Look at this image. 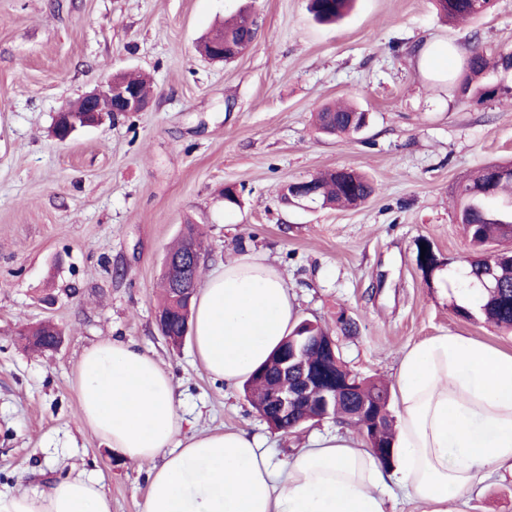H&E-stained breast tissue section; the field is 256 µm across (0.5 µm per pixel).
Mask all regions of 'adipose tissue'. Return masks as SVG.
I'll return each mask as SVG.
<instances>
[{"label": "adipose tissue", "mask_w": 512, "mask_h": 512, "mask_svg": "<svg viewBox=\"0 0 512 512\" xmlns=\"http://www.w3.org/2000/svg\"><path fill=\"white\" fill-rule=\"evenodd\" d=\"M287 279L241 255L193 304L194 351L235 387L295 325ZM77 418L146 467L143 512H389L393 489L423 512H448L463 490L512 469V353L448 332L407 348L396 374L394 459L337 430L285 460L238 429L186 435L171 375L123 338L86 348L74 373ZM0 512H112L98 480L77 474L35 492L0 493Z\"/></svg>", "instance_id": "1"}]
</instances>
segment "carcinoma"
I'll use <instances>...</instances> for the list:
<instances>
[{
    "label": "carcinoma",
    "mask_w": 512,
    "mask_h": 512,
    "mask_svg": "<svg viewBox=\"0 0 512 512\" xmlns=\"http://www.w3.org/2000/svg\"><path fill=\"white\" fill-rule=\"evenodd\" d=\"M351 0H308L309 12L319 21L331 22L343 16ZM437 10L450 20L472 19L488 12L494 0H435ZM257 32L247 26V16L239 13L224 23L212 38L200 43L203 53L212 56L211 48L224 46V62L242 55L255 41ZM512 70V52L487 53L480 42L469 48L465 73L460 87L464 94H472L478 101L494 99L508 94V90L487 80L491 72ZM368 112L354 106L327 105L316 114L318 129L326 134H357L366 125ZM509 164H492L468 178L459 189L456 211L458 223L464 225L471 249V258L464 270L462 287H480L479 301L474 308L453 303V311L467 321L483 320L512 332V209L502 210L504 203L512 201V178L492 180V170L511 169ZM312 203L321 207H356L369 200L377 191L375 183L349 168L327 170L310 178ZM202 247L194 224H187L177 242L168 252L177 277L170 271L163 273V299L160 309L167 315L164 335L175 341L185 332L193 317L192 305L182 295L181 284L197 287L202 268L194 265L190 245ZM502 246L497 260L488 263L486 254L490 246ZM61 330L52 323L26 327L18 336L26 346L46 350L56 343ZM329 333L311 321L298 323L288 338L273 354L268 363L258 369L243 384L245 396L266 422L277 420L276 412L267 399L269 389L276 386L291 387L293 374H284L278 358L293 346L303 347L308 362L315 365L319 378L316 395L328 392L329 400L336 401V411L329 417L341 424L354 427L384 464L390 463L394 441V422L390 415L388 387L380 380L361 378L352 373L341 357H333L325 346ZM353 384L347 394H335L345 382ZM376 405L382 416L375 420L363 411L364 405Z\"/></svg>",
    "instance_id": "carcinoma-1"
}]
</instances>
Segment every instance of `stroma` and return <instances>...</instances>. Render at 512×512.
I'll list each match as a JSON object with an SVG mask.
<instances>
[{"mask_svg":"<svg viewBox=\"0 0 512 512\" xmlns=\"http://www.w3.org/2000/svg\"><path fill=\"white\" fill-rule=\"evenodd\" d=\"M241 10L258 14L252 47L229 64L195 51ZM428 39L458 50L435 79L412 51ZM512 52V0L451 23L432 0H355L333 24L307 0H0V492L84 473L112 512H142L144 470L77 420L74 370L99 340H133L171 374L197 431L242 429L288 457L327 418L285 435L268 428L242 388L214 380L192 341L175 346L155 313L168 248L197 225L205 274L248 253L287 278L300 319L335 328L344 361L394 384L411 344L448 331L512 351V334L452 311L447 272L425 279L428 242L458 269L469 243L455 218L458 185L512 161V95L484 103L459 89L468 49ZM147 75L153 99L113 125L51 134L58 109L116 72ZM350 99L371 122L357 135L315 127L324 104ZM380 187L355 208L284 204L282 186L334 168ZM241 206H225L224 186ZM50 321L54 351L33 353L19 329ZM457 512H512V471L465 492Z\"/></svg>","mask_w":512,"mask_h":512,"instance_id":"stroma-1","label":"stroma"}]
</instances>
